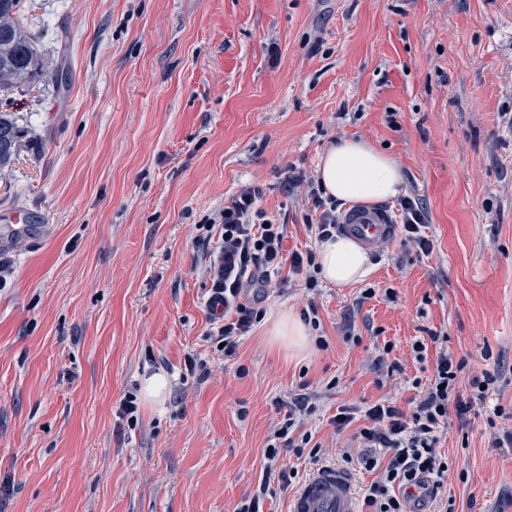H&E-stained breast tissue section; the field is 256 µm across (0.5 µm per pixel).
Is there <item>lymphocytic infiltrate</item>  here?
Instances as JSON below:
<instances>
[{
	"instance_id": "obj_1",
	"label": "lymphocytic infiltrate",
	"mask_w": 512,
	"mask_h": 512,
	"mask_svg": "<svg viewBox=\"0 0 512 512\" xmlns=\"http://www.w3.org/2000/svg\"><path fill=\"white\" fill-rule=\"evenodd\" d=\"M259 194L256 187L242 188L225 199L223 210L214 219L221 232L224 262L211 267L209 274L216 287L223 289L224 308L229 312L228 318L216 324L215 334L228 357L235 355L241 339L263 319L262 298L283 268L305 274L308 290L317 286L311 273L315 251L284 255L283 227L267 223L256 206ZM400 211L402 244L417 253L431 254L434 242L424 232L428 213L423 202L403 197ZM468 366L466 357L441 348L432 374L408 407L386 399L367 407L349 404L338 408L331 423L335 434L343 438L342 460L375 475L362 500L366 512H456L454 500L440 496L449 464L438 444L448 429L449 417H457L460 426H467L468 414L488 405L499 378L498 372L487 369L468 374ZM275 405L284 415L271 424L262 479L252 498L238 503L233 512H261L271 483L288 488L292 474L279 465L282 452L313 465L330 453L304 428L315 411L312 394L279 398Z\"/></svg>"
}]
</instances>
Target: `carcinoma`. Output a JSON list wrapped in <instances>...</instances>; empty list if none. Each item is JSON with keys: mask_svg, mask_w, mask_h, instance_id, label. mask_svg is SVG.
Listing matches in <instances>:
<instances>
[{"mask_svg": "<svg viewBox=\"0 0 512 512\" xmlns=\"http://www.w3.org/2000/svg\"><path fill=\"white\" fill-rule=\"evenodd\" d=\"M20 0H0V90L50 79L59 83V70L51 68L30 32L18 17ZM20 130L0 112V168L17 152Z\"/></svg>", "mask_w": 512, "mask_h": 512, "instance_id": "cac0c4a2", "label": "carcinoma"}]
</instances>
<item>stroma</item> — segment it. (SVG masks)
<instances>
[{
  "label": "stroma",
  "instance_id": "35a3bbf8",
  "mask_svg": "<svg viewBox=\"0 0 512 512\" xmlns=\"http://www.w3.org/2000/svg\"><path fill=\"white\" fill-rule=\"evenodd\" d=\"M20 17L72 79L0 91L20 130L0 215L46 228L0 247V512H233L258 488L275 398L318 392L331 444L340 406H407L431 332L472 371L497 364L490 401L512 404V0H20ZM342 137L397 161L433 253L393 240L362 282L312 295L292 276L225 358L205 223L252 185L285 254L313 248L312 203L283 182L316 176ZM310 304L327 348L270 345L269 321ZM387 341L399 387L367 364ZM159 372L163 402L128 422L121 401ZM506 426L449 418L461 512H512V447L492 445Z\"/></svg>",
  "mask_w": 512,
  "mask_h": 512
}]
</instances>
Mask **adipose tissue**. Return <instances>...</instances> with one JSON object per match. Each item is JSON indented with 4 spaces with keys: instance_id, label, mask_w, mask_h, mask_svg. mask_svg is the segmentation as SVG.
Instances as JSON below:
<instances>
[{
    "instance_id": "obj_1",
    "label": "adipose tissue",
    "mask_w": 512,
    "mask_h": 512,
    "mask_svg": "<svg viewBox=\"0 0 512 512\" xmlns=\"http://www.w3.org/2000/svg\"><path fill=\"white\" fill-rule=\"evenodd\" d=\"M317 175L325 193L342 202L384 201L397 196L402 185L390 155L353 138L338 140L320 154ZM317 262L321 277L340 288L362 281L372 270L367 252L347 236L320 242Z\"/></svg>"
}]
</instances>
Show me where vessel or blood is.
Returning a JSON list of instances; mask_svg holds the SVG:
<instances>
[{
  "instance_id": "obj_1",
  "label": "vessel or blood",
  "mask_w": 512,
  "mask_h": 512,
  "mask_svg": "<svg viewBox=\"0 0 512 512\" xmlns=\"http://www.w3.org/2000/svg\"><path fill=\"white\" fill-rule=\"evenodd\" d=\"M341 228L368 248L391 241L397 231L388 211L356 205L344 211ZM290 512H355L349 475L332 466L315 470L293 498Z\"/></svg>"
}]
</instances>
